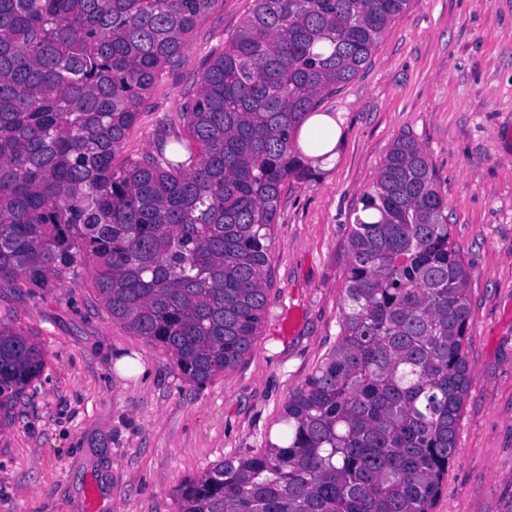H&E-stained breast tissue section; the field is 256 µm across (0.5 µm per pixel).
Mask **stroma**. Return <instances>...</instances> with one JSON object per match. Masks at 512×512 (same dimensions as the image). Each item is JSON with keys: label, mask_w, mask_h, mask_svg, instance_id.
Returning <instances> with one entry per match:
<instances>
[{"label": "stroma", "mask_w": 512, "mask_h": 512, "mask_svg": "<svg viewBox=\"0 0 512 512\" xmlns=\"http://www.w3.org/2000/svg\"><path fill=\"white\" fill-rule=\"evenodd\" d=\"M251 0H218L152 86L120 158L149 152ZM339 127L316 182L281 193L261 332L203 386L170 353L112 321L94 263L45 288L0 281V326L44 367L0 407V512H176V490L255 453L282 429L289 393L340 331L354 212L398 137L423 147L470 273L473 376L457 453L433 512L512 502V0H411L360 72L325 97Z\"/></svg>", "instance_id": "35a3bbf8"}]
</instances>
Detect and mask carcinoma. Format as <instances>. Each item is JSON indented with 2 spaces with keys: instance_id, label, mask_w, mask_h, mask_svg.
Here are the masks:
<instances>
[{
  "instance_id": "cac0c4a2",
  "label": "carcinoma",
  "mask_w": 512,
  "mask_h": 512,
  "mask_svg": "<svg viewBox=\"0 0 512 512\" xmlns=\"http://www.w3.org/2000/svg\"><path fill=\"white\" fill-rule=\"evenodd\" d=\"M218 0H0V280L83 256L112 319L204 386L259 336L297 135L410 0H253L152 151L116 161L149 87ZM176 146H170V142ZM351 224L336 345L288 395L278 443L225 459L177 512H432L472 385L470 274L426 152L397 139ZM43 366L0 327V405Z\"/></svg>"
}]
</instances>
